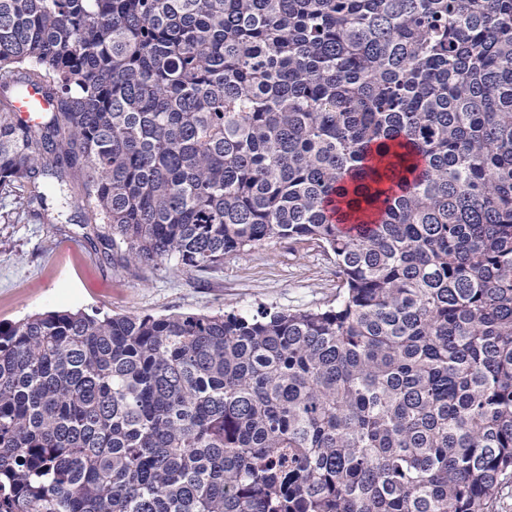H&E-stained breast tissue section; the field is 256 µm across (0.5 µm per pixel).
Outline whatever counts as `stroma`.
Returning a JSON list of instances; mask_svg holds the SVG:
<instances>
[{
    "label": "stroma",
    "instance_id": "stroma-1",
    "mask_svg": "<svg viewBox=\"0 0 512 512\" xmlns=\"http://www.w3.org/2000/svg\"><path fill=\"white\" fill-rule=\"evenodd\" d=\"M333 258L304 240L282 239L188 270L170 259L128 263L50 215L0 218V322L81 308L111 315L314 309L335 303Z\"/></svg>",
    "mask_w": 512,
    "mask_h": 512
}]
</instances>
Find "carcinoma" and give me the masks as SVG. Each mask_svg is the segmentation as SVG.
Instances as JSON below:
<instances>
[{
    "instance_id": "carcinoma-1",
    "label": "carcinoma",
    "mask_w": 512,
    "mask_h": 512,
    "mask_svg": "<svg viewBox=\"0 0 512 512\" xmlns=\"http://www.w3.org/2000/svg\"><path fill=\"white\" fill-rule=\"evenodd\" d=\"M7 198L146 265L305 237L340 284L1 322L0 512H505L512 0H0ZM16 107L20 115L28 120L48 109V103L39 93L29 89L26 95L18 99Z\"/></svg>"
}]
</instances>
